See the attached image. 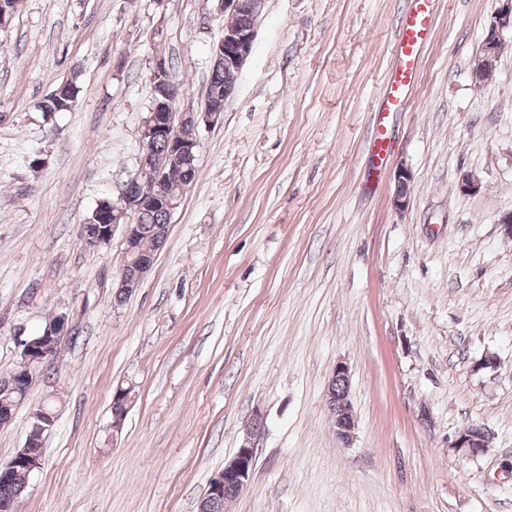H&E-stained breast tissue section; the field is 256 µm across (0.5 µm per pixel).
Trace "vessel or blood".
Listing matches in <instances>:
<instances>
[{
    "mask_svg": "<svg viewBox=\"0 0 512 512\" xmlns=\"http://www.w3.org/2000/svg\"><path fill=\"white\" fill-rule=\"evenodd\" d=\"M433 2L408 0L402 13L384 106L376 115L371 141V152L377 158L382 159L387 155L391 145L388 138L390 121L406 102L415 83L419 53L431 35Z\"/></svg>",
    "mask_w": 512,
    "mask_h": 512,
    "instance_id": "b4317fda",
    "label": "vessel or blood"
}]
</instances>
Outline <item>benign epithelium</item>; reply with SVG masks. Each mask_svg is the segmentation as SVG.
I'll return each mask as SVG.
<instances>
[{"mask_svg":"<svg viewBox=\"0 0 512 512\" xmlns=\"http://www.w3.org/2000/svg\"><path fill=\"white\" fill-rule=\"evenodd\" d=\"M502 7L494 16L486 37L483 40L481 55L473 72L483 68V64L493 60L501 53L504 40L502 31L512 29V0H500ZM255 26L224 27V33L216 42V59L240 70L249 57L255 40ZM166 70V63L158 58L153 61L151 81L153 91L160 98H154L150 112L146 113L140 127V148L144 149L159 139L169 144L172 161L165 167L154 171L145 170V161L138 159L134 174L126 181L120 196L112 201V206L97 207L94 210L95 227L92 232L82 237L84 247L94 250L109 243L116 231L123 233L125 243L130 245L137 238L139 213L146 208H172L171 199L167 197L164 187L170 182H183L187 173L181 160H188L197 153V129L200 125L218 122L222 110L212 107L200 112L194 109L179 110L176 106L174 87L156 82L158 75ZM69 333V320L66 314H56L53 327L45 336H18L16 342L20 348V362L16 374L23 379L32 378L34 365L48 361L54 353L55 344ZM331 382L336 384V395L327 402L331 424L342 447L347 448L353 439L355 418L350 401L349 367L339 362L336 364ZM259 420L246 426L240 448L224 464L222 470L214 477L206 491L203 501L220 497L226 491L244 489L248 485L254 467V437L260 429ZM453 448L465 456L476 457L488 451V444L477 441L470 431L462 430L456 437ZM22 466L27 474H32L41 467V459L19 453L13 456V462L0 470L10 475L12 468Z\"/></svg>","mask_w":512,"mask_h":512,"instance_id":"1","label":"benign epithelium"}]
</instances>
